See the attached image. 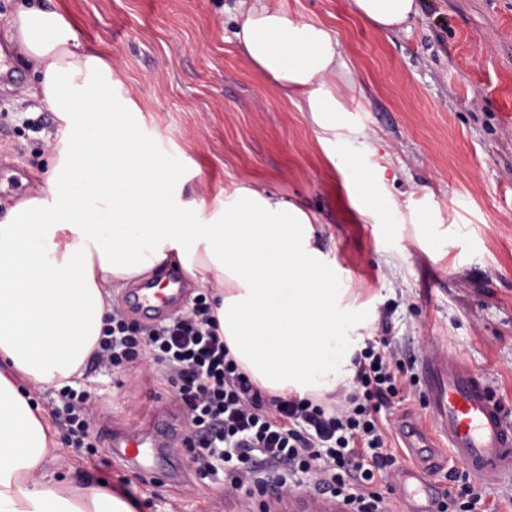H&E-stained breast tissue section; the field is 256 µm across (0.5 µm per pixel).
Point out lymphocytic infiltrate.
<instances>
[{"mask_svg":"<svg viewBox=\"0 0 512 512\" xmlns=\"http://www.w3.org/2000/svg\"><path fill=\"white\" fill-rule=\"evenodd\" d=\"M145 360L187 409L195 438L191 466L223 477L226 493L319 491L343 501L348 512H390L376 486L396 458L377 415L400 393L408 366L387 337L356 357L351 387L341 388L329 408L309 398L264 395L230 357L203 292L156 326L139 325L113 308L91 364L131 370ZM60 399L55 417L67 426L70 447H84L98 398L67 387Z\"/></svg>","mask_w":512,"mask_h":512,"instance_id":"f902f5d3","label":"lymphocytic infiltrate"}]
</instances>
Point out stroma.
Here are the masks:
<instances>
[{
    "label": "stroma",
    "instance_id": "35a3bbf8",
    "mask_svg": "<svg viewBox=\"0 0 512 512\" xmlns=\"http://www.w3.org/2000/svg\"><path fill=\"white\" fill-rule=\"evenodd\" d=\"M23 0H0V51L14 77L0 83V199L36 194L48 167L52 112L29 95L38 80L16 55L4 18ZM96 47L137 104L146 136L180 149L200 198L229 183H260L302 202L319 219L317 242L357 303L375 316L371 337L393 336L405 358L425 341L456 351L482 374L512 422V0H421L407 28L384 34L351 0H288L291 12L336 32L354 87L337 80L345 136L384 177L403 213L429 224H368L325 157L308 113L250 69L232 32L235 0H40ZM40 122L32 130L26 120ZM97 394L95 453L72 451L51 424L56 480L122 488L130 462L112 453V432L163 405L183 409L149 366L86 371ZM397 466L402 422L431 424L424 385H404L378 415ZM186 449L164 479L139 485L138 512H280L268 494L225 495L224 483L188 470Z\"/></svg>",
    "mask_w": 512,
    "mask_h": 512
}]
</instances>
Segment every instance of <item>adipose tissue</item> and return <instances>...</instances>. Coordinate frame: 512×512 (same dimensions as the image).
Returning <instances> with one entry per match:
<instances>
[{
	"label": "adipose tissue",
	"instance_id": "adipose-tissue-1",
	"mask_svg": "<svg viewBox=\"0 0 512 512\" xmlns=\"http://www.w3.org/2000/svg\"><path fill=\"white\" fill-rule=\"evenodd\" d=\"M382 32L402 29L417 0H352ZM236 46L251 68L296 101L328 159H339L353 206L372 224L399 210L349 144L336 79L350 75L335 31L292 15L286 0H238ZM10 43L39 80L31 97L57 119L41 194L0 215V512H135L101 487L63 489L43 472L50 427L20 382L58 388L82 378L112 312V295L171 262L203 286L238 366L272 395L321 398L350 386L362 319L317 247L316 215L259 186L231 185L211 217L173 153L142 134L136 107L115 92L112 68L57 12L21 6ZM103 175L87 182V166Z\"/></svg>",
	"mask_w": 512,
	"mask_h": 512
}]
</instances>
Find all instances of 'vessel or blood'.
Instances as JSON below:
<instances>
[{"label":"vessel or blood","instance_id":"vessel-or-blood-1","mask_svg":"<svg viewBox=\"0 0 512 512\" xmlns=\"http://www.w3.org/2000/svg\"><path fill=\"white\" fill-rule=\"evenodd\" d=\"M181 296L182 277L170 270L131 291L127 305L147 320L158 321L170 315ZM422 372L426 405L433 413L437 434L429 436L413 424L402 431L405 447L417 459L393 478L394 492L405 504V512H437L445 495L428 476L434 437H443L453 459L485 482L512 474V425L505 421L481 375L449 351L432 352ZM190 437L185 421L160 407L145 426L114 434L112 442L134 461L146 447L184 448Z\"/></svg>","mask_w":512,"mask_h":512}]
</instances>
